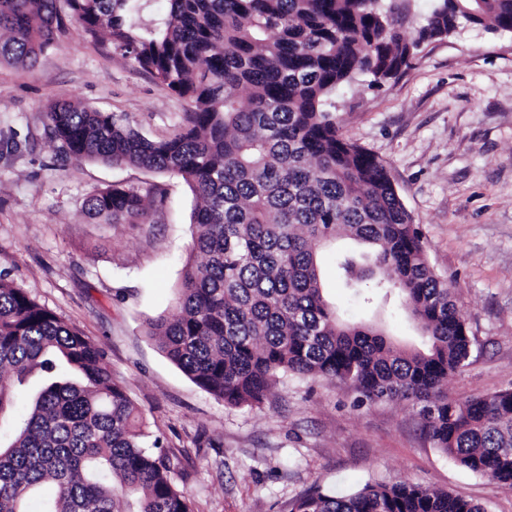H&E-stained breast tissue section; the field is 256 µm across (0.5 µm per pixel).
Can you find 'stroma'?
I'll use <instances>...</instances> for the list:
<instances>
[{
  "mask_svg": "<svg viewBox=\"0 0 512 512\" xmlns=\"http://www.w3.org/2000/svg\"><path fill=\"white\" fill-rule=\"evenodd\" d=\"M124 112L145 136L178 123L184 103L148 72L69 24L34 67L0 64V281L78 328L103 352L160 438L192 512H291L315 489L351 493L406 479L512 512V487L471 473L426 438L409 401L356 405L321 379H283L257 407L230 408L192 382L145 334L174 309L191 254L194 196L181 177L61 159L44 119L56 103ZM347 140L387 166L476 338L448 381L458 398L512 388V34L466 29L422 44L396 77L361 76L336 96ZM157 186L144 224H98L88 193ZM325 298L408 349L423 339L395 302L366 308L324 253Z\"/></svg>",
  "mask_w": 512,
  "mask_h": 512,
  "instance_id": "stroma-1",
  "label": "stroma"
}]
</instances>
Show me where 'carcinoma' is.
<instances>
[{"label":"carcinoma","instance_id":"cac0c4a2","mask_svg":"<svg viewBox=\"0 0 512 512\" xmlns=\"http://www.w3.org/2000/svg\"><path fill=\"white\" fill-rule=\"evenodd\" d=\"M0 0V63L34 67L75 19L84 37L149 72L186 103L171 132L148 138L124 112L56 103L45 112L66 159L182 177L194 195L192 258L175 311L149 336L226 406H258L288 375L349 386L356 403L410 400L434 446L461 467L512 487V389L458 399L448 379L475 337L386 165L339 130L334 97L360 75L381 83L422 43L465 26L512 33V0H434L409 37L400 0ZM155 188L93 190L86 213L144 224ZM337 255L347 288L395 292L426 351L348 323L323 297L319 250ZM39 388L0 437V512H191L171 462L101 350L77 328L0 281V420L15 389ZM292 512H485L448 491L399 481L319 490Z\"/></svg>","mask_w":512,"mask_h":512}]
</instances>
